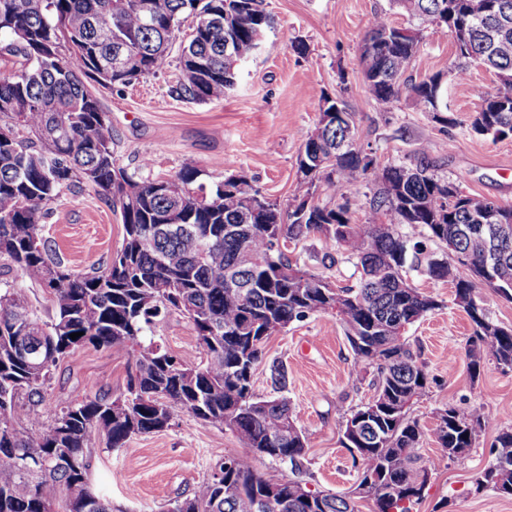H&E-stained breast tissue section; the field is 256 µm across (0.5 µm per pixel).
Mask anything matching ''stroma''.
I'll return each mask as SVG.
<instances>
[{
    "mask_svg": "<svg viewBox=\"0 0 512 512\" xmlns=\"http://www.w3.org/2000/svg\"><path fill=\"white\" fill-rule=\"evenodd\" d=\"M264 7L273 27L259 50L240 65L237 83L223 99L196 103L172 96L179 78L173 64L121 91L100 92L112 123L116 165L144 178H167L190 165L208 184L243 173L285 210L299 193L298 158L318 123L321 99L328 96L344 102L358 146L379 162L424 158L463 191L512 204V138L493 142L470 129L483 96L495 85L491 72L474 66L466 81L448 83L445 114L420 111L406 93L382 106L367 93L359 56L375 14L385 12L394 24L408 25L407 16L391 11L389 0H264ZM456 59L451 33L428 27L404 78L417 83L447 73ZM42 235L64 266L84 274L106 266L120 250L123 225L119 213L81 183L63 190ZM328 251L324 238L315 234L301 240L294 255L333 284L354 285L353 261L342 255L329 261ZM407 278L443 304L406 335L429 378L411 417L428 429L438 409L483 406L497 413L501 427L512 426V372H502L489 355L479 380H471L466 347L472 324L453 305L450 284L414 270ZM153 337L176 356L193 352L197 344L192 323L177 312L157 323ZM276 362L286 368L284 394L306 437L307 454L299 470L263 457L256 461L258 471L274 481L299 479L314 491L349 492L358 473L340 444L341 428L351 408L372 399V374H355L343 328L327 313L293 322L270 338L253 376L258 395L275 396L271 366ZM131 372L123 350L86 343L52 369L39 397L23 395L18 404L27 418L44 420L62 401L78 395L123 397ZM495 436L485 431L454 459L426 439L422 455L435 468L414 512H512V499L474 488L475 478L493 458ZM92 452L93 483L111 500L114 512H168L175 500L210 478L219 462L241 455L242 448L232 432L177 409L169 428L134 437L122 448L107 447L101 438Z\"/></svg>",
    "mask_w": 512,
    "mask_h": 512,
    "instance_id": "35a3bbf8",
    "label": "stroma"
}]
</instances>
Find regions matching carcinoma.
I'll list each match as a JSON object with an SVG mask.
<instances>
[{
  "mask_svg": "<svg viewBox=\"0 0 512 512\" xmlns=\"http://www.w3.org/2000/svg\"><path fill=\"white\" fill-rule=\"evenodd\" d=\"M0 0V53L23 59L17 72H0V273L54 289L52 317L43 322L21 290L0 293V512H112V503L91 486L89 448L97 437L122 448L133 437L163 430L160 418L180 408L204 423L230 430L244 448L298 468L306 442L288 399L262 398L252 377L275 323L280 328L311 314L330 313L343 326L360 374L376 366L373 402L346 416L343 432L359 424L365 445L348 442L361 474L377 483L363 496L371 512H413L431 468L421 463L425 432L410 418L426 393L428 374L406 343V329L441 308L432 295L411 286L406 267L450 283L452 302L473 328L467 357L472 380L481 375L477 340L493 328L489 350L502 371H512V327L495 322L476 293L482 282L512 300V230L499 234L477 218L493 206L510 219L512 205L484 197L448 194V180L424 162L370 166L357 148L340 147V125L316 128L298 159L304 195L324 188L334 205L283 211L244 174L206 185L185 166L165 190L159 179H137L115 165L112 124L92 81L116 89L163 69L181 28L197 17L178 57L180 79L171 93L206 103L236 84L238 67L257 50L256 36L271 24L263 0ZM472 0H391L418 21L399 32L385 14L373 18L362 47L376 56L364 82L384 105L407 91L430 112L442 74L407 85L401 82L419 49L422 27H466L468 48L450 79H466L474 63L497 74L471 129L492 141L512 136V0H485L486 12L469 15ZM67 53H61V47ZM124 49L128 72L112 73V54ZM85 182L120 211L122 249L106 267L78 275L55 258L42 238L50 205L63 189ZM363 181L372 195H354ZM307 214L298 216V211ZM361 215V223L354 215ZM168 224L185 226L169 233ZM284 234L293 242L321 234L336 251L355 261L356 288H330L324 278L288 255L271 249ZM444 247L439 255L428 243ZM252 260L242 261L243 253ZM169 310L189 317L198 336V355L171 356L148 337ZM81 333L76 339L70 334ZM91 343L122 347L135 372L123 407L99 396L63 402L46 421L24 416L22 393L40 396L52 367L74 347ZM488 410L459 406L436 412L431 429L438 447L453 458L497 424ZM47 465L30 472L24 460ZM222 478L200 484L174 502L169 512H264L274 490L275 512H359L352 495L313 492L298 480L273 482L252 456L228 458ZM476 490L512 497V428L495 437L494 459L475 478Z\"/></svg>",
  "mask_w": 512,
  "mask_h": 512,
  "instance_id": "carcinoma-1",
  "label": "carcinoma"
}]
</instances>
